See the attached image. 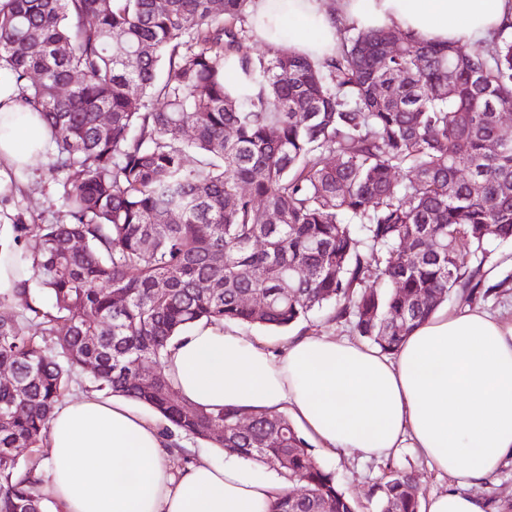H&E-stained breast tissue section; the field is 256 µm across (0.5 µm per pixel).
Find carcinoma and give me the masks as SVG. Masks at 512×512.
Returning <instances> with one entry per match:
<instances>
[{
    "instance_id": "carcinoma-1",
    "label": "carcinoma",
    "mask_w": 512,
    "mask_h": 512,
    "mask_svg": "<svg viewBox=\"0 0 512 512\" xmlns=\"http://www.w3.org/2000/svg\"><path fill=\"white\" fill-rule=\"evenodd\" d=\"M250 4L0 10V70L50 131L65 213L18 226L36 245L17 260L25 315L0 318V512H49L35 471L55 406L86 371L91 390L275 461L286 487L270 512H355L286 415L182 398L164 374L169 341L201 320L288 329L329 307L393 354L449 294L512 288V274L485 285L484 270L490 242L512 241V143L488 149L512 112V30L466 50L351 26L317 61L286 46L251 56ZM143 363L157 365L147 384ZM15 448L36 457L22 464ZM375 494L378 512H419L408 472Z\"/></svg>"
}]
</instances>
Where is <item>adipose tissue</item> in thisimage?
Segmentation results:
<instances>
[{"mask_svg": "<svg viewBox=\"0 0 512 512\" xmlns=\"http://www.w3.org/2000/svg\"><path fill=\"white\" fill-rule=\"evenodd\" d=\"M255 30L273 47L319 57L338 25L403 30L421 42L474 45L512 22V0H253ZM49 135L0 77V192L7 169L32 162ZM282 357L251 337L200 322L174 338L164 371L189 402L293 416L328 451L384 457L417 449L452 488L421 512H486L479 489L512 462V321L479 308L442 309L395 355L329 336H290ZM43 491L55 512H268L282 482L230 456L175 469L158 418L132 399L76 396L47 429Z\"/></svg>", "mask_w": 512, "mask_h": 512, "instance_id": "1", "label": "adipose tissue"}]
</instances>
